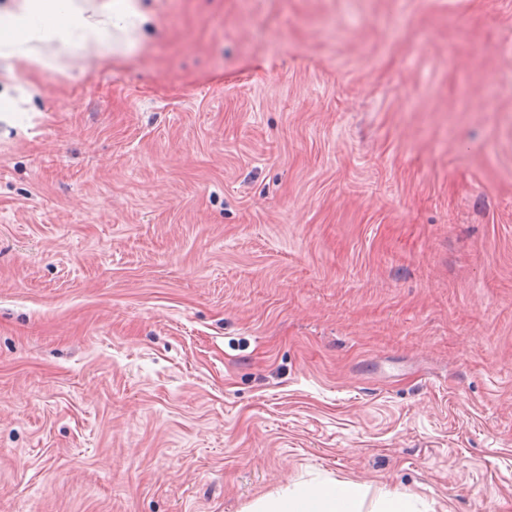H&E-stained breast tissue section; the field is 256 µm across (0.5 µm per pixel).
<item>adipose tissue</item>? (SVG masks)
<instances>
[{"label": "adipose tissue", "instance_id": "obj_1", "mask_svg": "<svg viewBox=\"0 0 512 512\" xmlns=\"http://www.w3.org/2000/svg\"><path fill=\"white\" fill-rule=\"evenodd\" d=\"M149 23L140 0H17L0 11V58L54 68L43 44L78 56L87 48L123 53L133 49ZM363 489L347 481L296 483L278 497L256 502L251 512H361Z\"/></svg>", "mask_w": 512, "mask_h": 512}]
</instances>
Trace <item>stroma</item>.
Masks as SVG:
<instances>
[{
    "mask_svg": "<svg viewBox=\"0 0 512 512\" xmlns=\"http://www.w3.org/2000/svg\"><path fill=\"white\" fill-rule=\"evenodd\" d=\"M142 6L0 63V512H512V0ZM362 487L353 482L327 480L296 483L276 498L256 502L251 512H361ZM373 512H419L414 498L397 491L385 492L378 500Z\"/></svg>",
    "mask_w": 512,
    "mask_h": 512,
    "instance_id": "35a3bbf8",
    "label": "stroma"
}]
</instances>
